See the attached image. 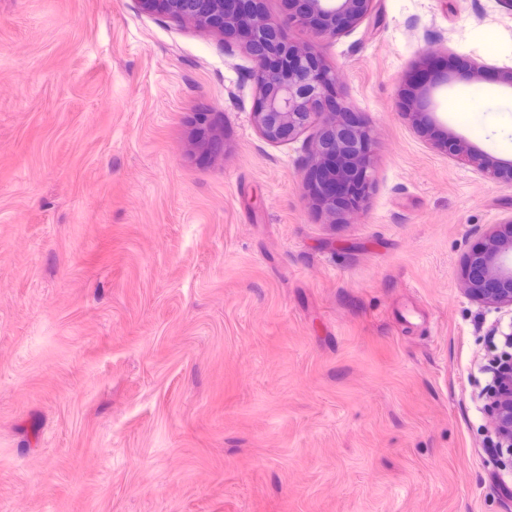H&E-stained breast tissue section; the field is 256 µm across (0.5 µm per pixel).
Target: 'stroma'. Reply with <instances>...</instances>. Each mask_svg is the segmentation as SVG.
I'll list each match as a JSON object with an SVG mask.
<instances>
[{"instance_id": "stroma-1", "label": "stroma", "mask_w": 512, "mask_h": 512, "mask_svg": "<svg viewBox=\"0 0 512 512\" xmlns=\"http://www.w3.org/2000/svg\"><path fill=\"white\" fill-rule=\"evenodd\" d=\"M261 6L371 130L357 212L314 204L315 129L260 135L237 39L137 0H0V512H512L480 395L512 310L461 284L512 184L406 111L439 46L512 67V19L375 0L329 39ZM478 85L470 125L464 86L436 92L440 128L510 159L512 88Z\"/></svg>"}]
</instances>
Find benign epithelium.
Returning a JSON list of instances; mask_svg holds the SVG:
<instances>
[{
    "mask_svg": "<svg viewBox=\"0 0 512 512\" xmlns=\"http://www.w3.org/2000/svg\"><path fill=\"white\" fill-rule=\"evenodd\" d=\"M290 20L308 27L319 37L334 38L356 26L372 9L373 0H287ZM148 12L160 13L218 35H236L241 30L244 44L254 62L253 79L259 106L254 124L263 138L279 143L295 139L309 126L319 131L310 144V170L323 174L321 191L313 194L315 204L330 213L336 206V188L359 173L364 191H369L371 135L363 123L353 121L348 107L338 110L327 104L336 87V74L329 70L309 46L283 39L280 25L268 18L261 0H248L253 8L244 14L224 11V0H138ZM483 70L468 63L462 68L445 65L434 69L416 86L414 121L431 120L434 92L442 86L470 84ZM436 145L452 159H460L494 181L512 183V159L495 158L448 133ZM512 215L495 226L480 245L466 254L461 278L466 294L496 309L512 308ZM492 385L484 394V413L495 437L499 464L512 470V324L504 335V347L489 364Z\"/></svg>",
    "mask_w": 512,
    "mask_h": 512,
    "instance_id": "1",
    "label": "benign epithelium"
}]
</instances>
